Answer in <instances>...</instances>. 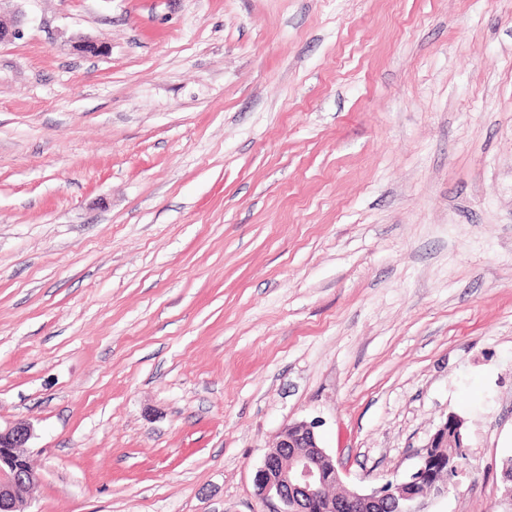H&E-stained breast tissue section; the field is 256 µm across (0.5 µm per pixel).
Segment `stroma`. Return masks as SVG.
Instances as JSON below:
<instances>
[{
	"label": "stroma",
	"instance_id": "obj_1",
	"mask_svg": "<svg viewBox=\"0 0 512 512\" xmlns=\"http://www.w3.org/2000/svg\"><path fill=\"white\" fill-rule=\"evenodd\" d=\"M0 426L29 512H269L314 421L365 488L512 512V0H14ZM84 39L102 42L98 56ZM32 428L18 422L4 430L0 427V511L26 512L29 492L39 481V474L26 465L20 448H26Z\"/></svg>",
	"mask_w": 512,
	"mask_h": 512
}]
</instances>
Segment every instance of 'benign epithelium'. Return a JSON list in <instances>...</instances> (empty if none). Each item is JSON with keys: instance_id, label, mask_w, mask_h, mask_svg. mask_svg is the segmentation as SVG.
I'll return each mask as SVG.
<instances>
[{"instance_id": "1", "label": "benign epithelium", "mask_w": 512, "mask_h": 512, "mask_svg": "<svg viewBox=\"0 0 512 512\" xmlns=\"http://www.w3.org/2000/svg\"><path fill=\"white\" fill-rule=\"evenodd\" d=\"M18 19L0 13V44L19 36ZM32 428L18 422L0 429V512H25L39 474L26 465L21 449ZM444 421L420 452L421 463L407 478L370 490L349 486L333 456L321 445L316 423L298 421L283 427L275 446L255 474L257 496L272 512H425V505L448 496L453 481L441 479L431 464V448H453Z\"/></svg>"}]
</instances>
